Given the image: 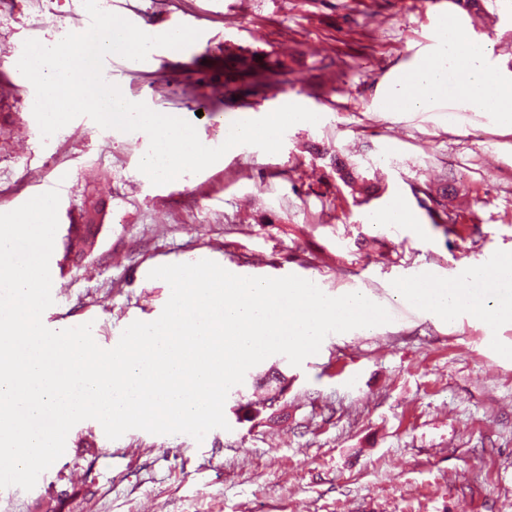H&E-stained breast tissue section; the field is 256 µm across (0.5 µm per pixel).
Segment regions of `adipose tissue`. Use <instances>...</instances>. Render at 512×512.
<instances>
[{
  "instance_id": "adipose-tissue-1",
  "label": "adipose tissue",
  "mask_w": 512,
  "mask_h": 512,
  "mask_svg": "<svg viewBox=\"0 0 512 512\" xmlns=\"http://www.w3.org/2000/svg\"><path fill=\"white\" fill-rule=\"evenodd\" d=\"M437 42V61L421 60L391 84L380 99L382 110L428 108L452 92L461 107L495 113L502 125L512 127V80L499 78L489 66L487 44L448 20L441 23ZM465 276L471 287L438 285L425 278L397 285L394 294L402 304L422 308L448 324L464 312L492 324L512 320L511 255L492 265L471 264Z\"/></svg>"
}]
</instances>
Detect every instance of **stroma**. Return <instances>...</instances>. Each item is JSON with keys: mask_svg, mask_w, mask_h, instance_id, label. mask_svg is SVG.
Here are the masks:
<instances>
[{"mask_svg": "<svg viewBox=\"0 0 512 512\" xmlns=\"http://www.w3.org/2000/svg\"><path fill=\"white\" fill-rule=\"evenodd\" d=\"M161 34L201 32L179 53L159 48L139 68L113 60L104 77L133 102L178 112L200 141L224 123L285 99L319 114L284 135L280 152L246 145L196 174L152 185L138 164L149 143L80 116L42 138L15 77L26 40L83 30L82 0L0 6V211L60 192L50 270L58 331L91 324L115 347L133 321L156 320L170 297L149 272L217 262L248 277L294 274L323 292L365 291L389 323L328 335L293 366L273 355L224 404L228 429L203 441L134 429L116 440L76 424L35 487L0 489V512H512V322L465 314L454 324L397 303L395 282L424 271L461 280L477 261L512 253V128L494 113L384 112V89L436 58L440 18L453 14L492 48L512 79V0H98ZM280 56L286 81L250 95L224 87V53ZM377 195L352 191L337 162ZM412 223L382 226L393 203ZM99 226L84 256L66 253L69 225ZM278 368L288 392L274 421L238 420L257 375Z\"/></svg>", "mask_w": 512, "mask_h": 512, "instance_id": "obj_1", "label": "stroma"}]
</instances>
